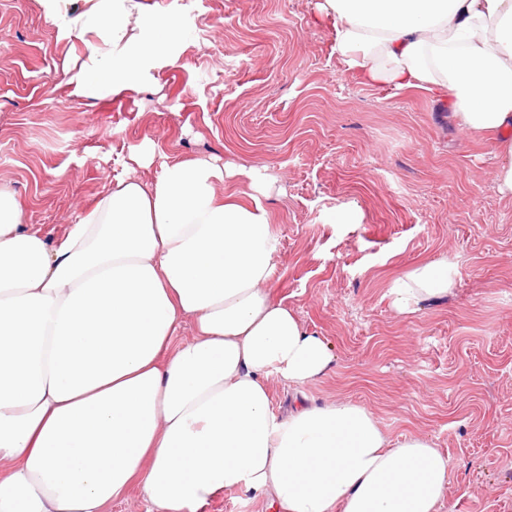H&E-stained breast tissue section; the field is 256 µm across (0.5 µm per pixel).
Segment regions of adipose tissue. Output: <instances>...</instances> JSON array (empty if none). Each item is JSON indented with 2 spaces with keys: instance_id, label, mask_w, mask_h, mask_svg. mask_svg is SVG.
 I'll use <instances>...</instances> for the list:
<instances>
[{
  "instance_id": "1",
  "label": "adipose tissue",
  "mask_w": 512,
  "mask_h": 512,
  "mask_svg": "<svg viewBox=\"0 0 512 512\" xmlns=\"http://www.w3.org/2000/svg\"><path fill=\"white\" fill-rule=\"evenodd\" d=\"M124 2L73 15L40 0L63 32H111L78 91L109 92L185 38L177 15L132 21ZM317 10L361 84L448 99L467 131L512 125V0ZM240 173L164 165L156 181H118L54 236L0 190V512H106L134 487L147 512H203L225 489L275 512H439L449 460L427 438L392 442L347 401L273 410L270 377L303 386L333 356L268 292L279 247L268 212L217 195V179ZM455 277L447 259L418 264L390 285V305L414 314ZM187 321L193 336L178 338Z\"/></svg>"
}]
</instances>
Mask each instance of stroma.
Returning <instances> with one entry per match:
<instances>
[{
  "label": "stroma",
  "mask_w": 512,
  "mask_h": 512,
  "mask_svg": "<svg viewBox=\"0 0 512 512\" xmlns=\"http://www.w3.org/2000/svg\"><path fill=\"white\" fill-rule=\"evenodd\" d=\"M317 0H128L170 12L189 36L108 94H79L89 45L39 0H0V190L56 234L120 179L161 162L262 169L279 235L274 301L324 337L333 360L298 396L366 407L391 440L447 455L441 512H512V199L494 170L500 135L459 130L448 100L360 85L315 20ZM152 143L157 161L133 156ZM345 211L343 223L332 216ZM448 258L457 285L402 316L391 283Z\"/></svg>",
  "instance_id": "obj_1"
}]
</instances>
